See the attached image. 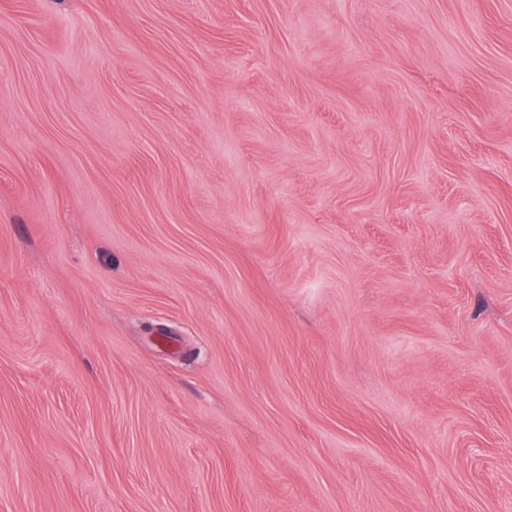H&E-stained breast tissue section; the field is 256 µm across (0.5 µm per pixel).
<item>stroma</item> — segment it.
Listing matches in <instances>:
<instances>
[{
	"mask_svg": "<svg viewBox=\"0 0 512 512\" xmlns=\"http://www.w3.org/2000/svg\"><path fill=\"white\" fill-rule=\"evenodd\" d=\"M0 512H512V0H0Z\"/></svg>",
	"mask_w": 512,
	"mask_h": 512,
	"instance_id": "obj_1",
	"label": "stroma"
}]
</instances>
